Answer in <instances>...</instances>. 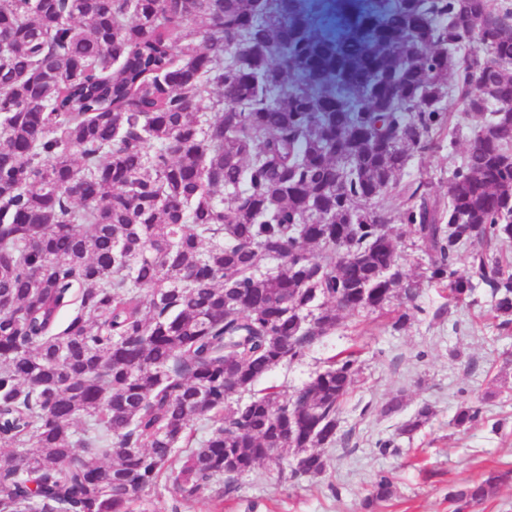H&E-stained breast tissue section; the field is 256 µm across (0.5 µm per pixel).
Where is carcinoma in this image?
Returning <instances> with one entry per match:
<instances>
[{
	"instance_id": "cac0c4a2",
	"label": "carcinoma",
	"mask_w": 512,
	"mask_h": 512,
	"mask_svg": "<svg viewBox=\"0 0 512 512\" xmlns=\"http://www.w3.org/2000/svg\"><path fill=\"white\" fill-rule=\"evenodd\" d=\"M0 35V512H143L170 474L210 499L273 448L285 481L324 473L358 352L231 400L336 300L414 304L396 221L448 303L486 288L512 325V0H0ZM450 98L480 125L441 199L403 174L454 135ZM389 228L399 238L397 264L404 267L408 273L419 274L424 271L428 266L429 258L424 252L422 243L412 234L410 228L400 223L390 224Z\"/></svg>"
}]
</instances>
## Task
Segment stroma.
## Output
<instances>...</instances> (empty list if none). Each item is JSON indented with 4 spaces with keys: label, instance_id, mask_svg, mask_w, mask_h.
Wrapping results in <instances>:
<instances>
[{
    "label": "stroma",
    "instance_id": "stroma-1",
    "mask_svg": "<svg viewBox=\"0 0 512 512\" xmlns=\"http://www.w3.org/2000/svg\"><path fill=\"white\" fill-rule=\"evenodd\" d=\"M447 105L456 127L453 143L413 153L406 168L410 176L427 178L441 197L478 129L461 104L451 99ZM417 303L399 330L384 315L342 313L335 333L259 382V389L292 394L330 358L360 347L363 370L340 414L336 442L325 450L324 473L283 482L287 462L279 457L239 477L234 492L205 501L181 499L166 477L145 493L146 512H454L449 492L489 473L512 471V327L503 330L488 319L491 297L483 288L456 305L441 285L427 283ZM396 397L400 410L383 414ZM465 403L480 406L482 414L458 429L451 421ZM425 405L431 420L413 439L397 437L401 423ZM383 476L391 481L390 496L370 501Z\"/></svg>",
    "mask_w": 512,
    "mask_h": 512
}]
</instances>
